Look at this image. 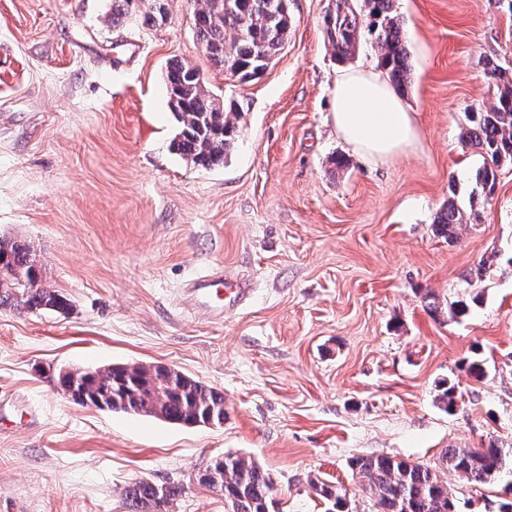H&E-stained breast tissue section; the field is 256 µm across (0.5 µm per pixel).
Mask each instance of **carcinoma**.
Instances as JSON below:
<instances>
[{"instance_id":"1","label":"carcinoma","mask_w":512,"mask_h":512,"mask_svg":"<svg viewBox=\"0 0 512 512\" xmlns=\"http://www.w3.org/2000/svg\"><path fill=\"white\" fill-rule=\"evenodd\" d=\"M356 0H329L323 17L325 42L334 58L345 63L359 46L362 13ZM371 18L380 20L377 43L381 65L399 92L411 83L412 66L403 20L395 0H363ZM287 0H204L194 12V27L206 56L224 73L248 82L258 77L284 48L290 31ZM495 81V102L489 109L470 112L460 139L484 159L478 184L484 197L495 193L497 170L512 163V74L493 57L485 60ZM166 81L179 133L173 141L183 158L204 168L219 166L230 151L237 116L223 94L206 84L198 69L184 63L170 65ZM467 223L462 210L450 202L436 215V234L451 241L455 228ZM42 278L28 245L0 240V308L17 312L68 311L71 301L56 288L34 287ZM57 383L81 406L114 413L154 417L196 427L224 424V394L182 372L162 365L121 364L98 369L95 375L58 373ZM439 402L450 410L457 404L455 384L440 382ZM369 493L375 512H459L441 469L463 473L477 483L512 478V448L491 441L486 448H447L439 463L427 465L385 457H358L350 463ZM199 484L224 493L228 512H270L273 482L250 458L226 453L199 475ZM325 512H343L346 489L323 479H309ZM186 492L179 481L156 484L135 481L124 490L134 512H168V506Z\"/></svg>"}]
</instances>
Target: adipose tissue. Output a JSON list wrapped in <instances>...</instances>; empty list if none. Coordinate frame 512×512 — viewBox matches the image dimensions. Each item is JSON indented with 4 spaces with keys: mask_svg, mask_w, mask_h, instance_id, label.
Segmentation results:
<instances>
[{
    "mask_svg": "<svg viewBox=\"0 0 512 512\" xmlns=\"http://www.w3.org/2000/svg\"><path fill=\"white\" fill-rule=\"evenodd\" d=\"M337 133L366 157L384 161L412 147L413 118L391 84L365 68L340 73L332 93Z\"/></svg>",
    "mask_w": 512,
    "mask_h": 512,
    "instance_id": "ef3b65f1",
    "label": "adipose tissue"
}]
</instances>
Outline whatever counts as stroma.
I'll return each instance as SVG.
<instances>
[{
    "mask_svg": "<svg viewBox=\"0 0 512 512\" xmlns=\"http://www.w3.org/2000/svg\"><path fill=\"white\" fill-rule=\"evenodd\" d=\"M328 4L288 0L284 48L242 83L207 58L194 0L117 25L112 0H0V237L27 244L72 303L0 309V512H131L122 492L136 480L185 484L170 512H226L197 475L229 452L270 475L275 512H324L313 477L343 485L349 512H373L351 458L512 446V164L483 200V158L459 139L495 99L485 57L512 70V0H396L418 139L383 163L336 132ZM174 62L235 105L223 166L172 147ZM450 201L469 217L452 243L433 226ZM491 255L490 279L471 280ZM216 267L247 299L220 319L186 315L180 288ZM476 294L458 323L426 308L429 295ZM475 355L481 380L462 367ZM123 363L221 391L223 425L82 407L55 383L62 369ZM442 478L461 512L512 499L501 481Z\"/></svg>",
    "mask_w": 512,
    "mask_h": 512,
    "instance_id": "1",
    "label": "stroma"
}]
</instances>
